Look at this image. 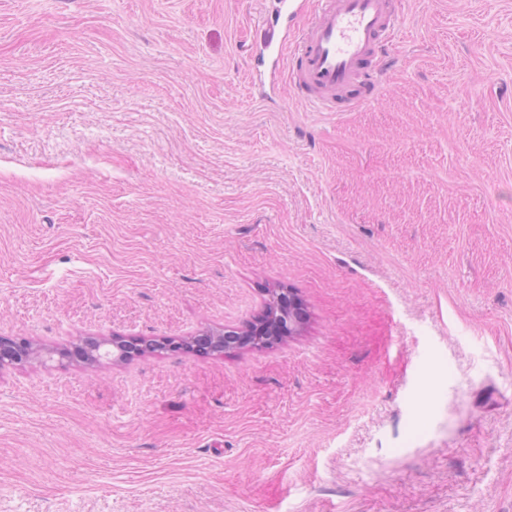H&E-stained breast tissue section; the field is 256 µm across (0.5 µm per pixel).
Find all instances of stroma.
Here are the masks:
<instances>
[{"label":"stroma","instance_id":"stroma-1","mask_svg":"<svg viewBox=\"0 0 512 512\" xmlns=\"http://www.w3.org/2000/svg\"><path fill=\"white\" fill-rule=\"evenodd\" d=\"M264 0H0V512H512V0H404L377 99L249 76Z\"/></svg>","mask_w":512,"mask_h":512}]
</instances>
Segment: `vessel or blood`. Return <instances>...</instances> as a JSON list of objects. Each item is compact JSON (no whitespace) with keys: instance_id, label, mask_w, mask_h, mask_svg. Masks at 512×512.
Listing matches in <instances>:
<instances>
[{"instance_id":"obj_1","label":"vessel or blood","mask_w":512,"mask_h":512,"mask_svg":"<svg viewBox=\"0 0 512 512\" xmlns=\"http://www.w3.org/2000/svg\"><path fill=\"white\" fill-rule=\"evenodd\" d=\"M401 19L402 0H275L258 57L297 102L352 112L378 95Z\"/></svg>"}]
</instances>
